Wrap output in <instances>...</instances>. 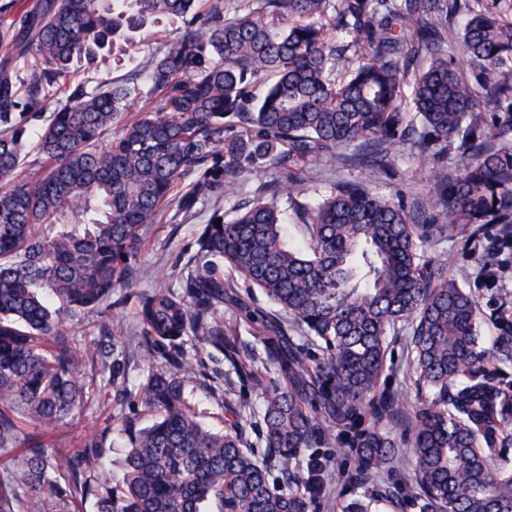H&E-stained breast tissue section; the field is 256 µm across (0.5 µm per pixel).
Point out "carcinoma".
Wrapping results in <instances>:
<instances>
[{
    "mask_svg": "<svg viewBox=\"0 0 512 512\" xmlns=\"http://www.w3.org/2000/svg\"><path fill=\"white\" fill-rule=\"evenodd\" d=\"M133 2L132 13L127 0L0 6V449L40 429L0 465V512H75L89 497L97 512H310L318 486L297 460L336 426L355 430L354 483L393 459L390 436L357 428L368 409L406 418L419 512H512V462L501 452L512 441V382L479 375L476 295L426 254L427 243L466 232L489 283L512 256V0ZM459 14L455 63L442 47ZM160 16L184 30L150 60L148 91L135 77L75 83L76 64L96 65L120 32ZM332 31L345 42L332 43ZM258 76L267 83L256 97ZM144 96L151 105L123 120ZM45 112L27 177L29 119ZM406 140L433 169L432 192L412 207L367 180L298 201L296 163L354 144L371 172ZM264 166L274 172L265 198L228 222L214 210L177 272L179 290L137 293L138 334H116L108 309L143 275L149 225L175 202L188 213L237 191ZM286 204L307 227L302 248L286 242ZM226 266L307 343L240 302ZM226 303L263 352L224 329ZM91 312L97 338L61 340ZM402 323L421 394L408 417L397 393L374 398ZM500 324V362H512V320ZM221 357L263 400L257 412L235 402L217 373L203 383L224 411L214 430L191 392L205 360ZM136 358L147 374L132 386ZM96 381L113 414L56 475L46 438L75 419ZM255 417L261 448L246 436ZM114 426L128 440L116 486L94 479ZM393 497L355 499L343 512H382Z\"/></svg>",
    "mask_w": 512,
    "mask_h": 512,
    "instance_id": "obj_1",
    "label": "carcinoma"
}]
</instances>
